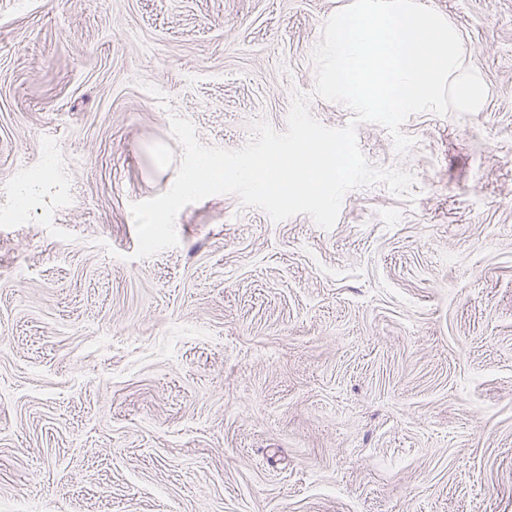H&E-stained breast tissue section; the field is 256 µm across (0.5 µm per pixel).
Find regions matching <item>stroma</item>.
Listing matches in <instances>:
<instances>
[{
	"mask_svg": "<svg viewBox=\"0 0 512 512\" xmlns=\"http://www.w3.org/2000/svg\"><path fill=\"white\" fill-rule=\"evenodd\" d=\"M480 108L356 129L331 229L233 194L136 258L197 140L312 115L352 0H0V512H512V0H420ZM31 185L23 220L9 210Z\"/></svg>",
	"mask_w": 512,
	"mask_h": 512,
	"instance_id": "35a3bbf8",
	"label": "stroma"
}]
</instances>
